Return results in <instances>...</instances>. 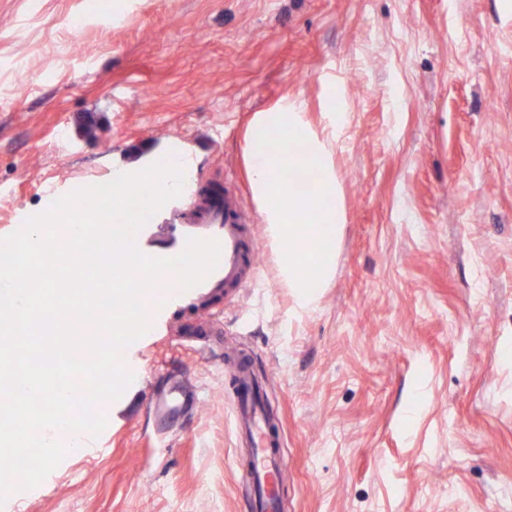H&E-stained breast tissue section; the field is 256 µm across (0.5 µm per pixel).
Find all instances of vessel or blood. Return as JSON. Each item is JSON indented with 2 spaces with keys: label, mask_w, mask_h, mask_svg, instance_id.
Returning a JSON list of instances; mask_svg holds the SVG:
<instances>
[{
  "label": "vessel or blood",
  "mask_w": 512,
  "mask_h": 512,
  "mask_svg": "<svg viewBox=\"0 0 512 512\" xmlns=\"http://www.w3.org/2000/svg\"><path fill=\"white\" fill-rule=\"evenodd\" d=\"M190 238L217 240L221 247L218 263L200 284L185 291L176 290L172 277H165L152 315L191 298H210L219 292L232 297L259 274L257 226L231 189H217L202 205L195 183L184 184L181 195L161 207L138 231L136 244L146 255L172 257L184 250ZM232 383L236 431L247 452L245 478L251 488L252 512H280L278 428L249 363L241 364ZM191 398V393L173 380L163 393L153 396L149 412L153 419L163 420L177 414Z\"/></svg>",
  "instance_id": "b4317fda"
}]
</instances>
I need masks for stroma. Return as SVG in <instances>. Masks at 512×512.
Instances as JSON below:
<instances>
[{
  "label": "stroma",
  "mask_w": 512,
  "mask_h": 512,
  "mask_svg": "<svg viewBox=\"0 0 512 512\" xmlns=\"http://www.w3.org/2000/svg\"><path fill=\"white\" fill-rule=\"evenodd\" d=\"M0 0V237L45 191L188 149L257 214L255 112L335 84L346 222L314 309L258 278L123 351L105 429L0 512H247L231 356L281 437L282 512H512V0ZM196 392L157 426L166 378Z\"/></svg>",
  "instance_id": "obj_1"
}]
</instances>
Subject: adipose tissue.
<instances>
[{
  "label": "adipose tissue",
  "instance_id": "ef3b65f1",
  "mask_svg": "<svg viewBox=\"0 0 512 512\" xmlns=\"http://www.w3.org/2000/svg\"><path fill=\"white\" fill-rule=\"evenodd\" d=\"M322 106L326 122L317 130L304 100L283 96L256 113L243 136L252 193L277 248L281 279L305 305L334 274L345 222L330 144L348 114L332 86Z\"/></svg>",
  "mask_w": 512,
  "mask_h": 512
}]
</instances>
